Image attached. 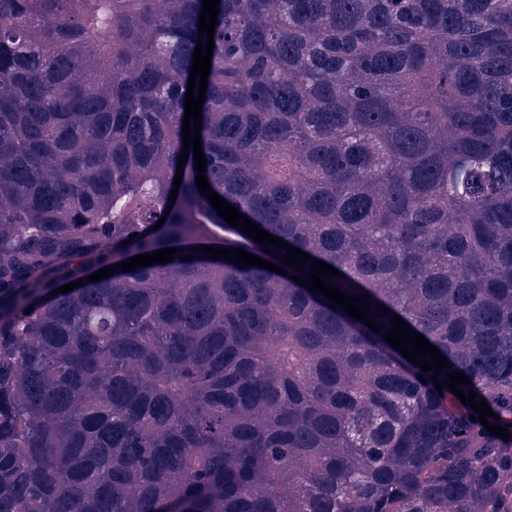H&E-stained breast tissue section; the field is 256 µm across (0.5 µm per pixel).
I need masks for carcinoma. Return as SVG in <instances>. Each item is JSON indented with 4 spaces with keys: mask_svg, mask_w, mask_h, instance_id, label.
Listing matches in <instances>:
<instances>
[{
    "mask_svg": "<svg viewBox=\"0 0 512 512\" xmlns=\"http://www.w3.org/2000/svg\"><path fill=\"white\" fill-rule=\"evenodd\" d=\"M203 2L0 0V512H512V442L384 338L512 427V0H220L210 188L380 333L194 160L169 205ZM209 224L289 275L181 260Z\"/></svg>",
    "mask_w": 512,
    "mask_h": 512,
    "instance_id": "1",
    "label": "carcinoma"
}]
</instances>
